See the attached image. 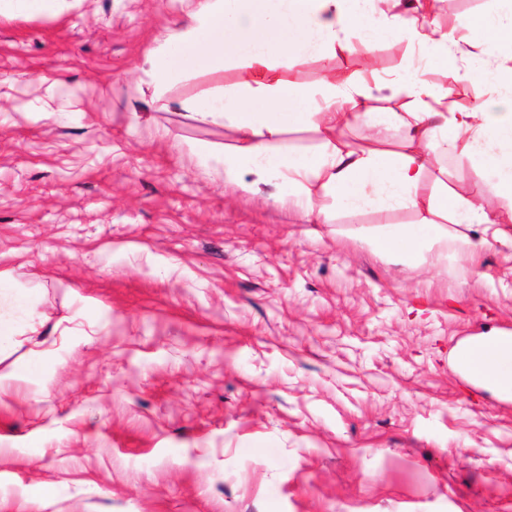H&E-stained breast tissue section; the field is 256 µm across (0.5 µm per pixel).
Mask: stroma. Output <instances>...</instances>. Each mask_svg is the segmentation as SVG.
I'll list each match as a JSON object with an SVG mask.
<instances>
[{"mask_svg":"<svg viewBox=\"0 0 512 512\" xmlns=\"http://www.w3.org/2000/svg\"><path fill=\"white\" fill-rule=\"evenodd\" d=\"M182 0H0V512H512V392L458 345L512 335V246L407 263L363 237L422 211L331 207L224 176L234 128L157 91ZM412 60L337 58L362 87ZM208 145L209 161L195 154ZM491 198L492 171L443 162ZM61 0H9L11 12L25 14L51 13L58 9Z\"/></svg>","mask_w":512,"mask_h":512,"instance_id":"stroma-1","label":"stroma"}]
</instances>
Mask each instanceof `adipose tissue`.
<instances>
[{
    "label": "adipose tissue",
    "mask_w": 512,
    "mask_h": 512,
    "mask_svg": "<svg viewBox=\"0 0 512 512\" xmlns=\"http://www.w3.org/2000/svg\"><path fill=\"white\" fill-rule=\"evenodd\" d=\"M435 9L436 0H196L183 22L163 35L151 77L162 87L186 69L237 66L235 82L197 103L202 116L236 131V144L224 150L227 178L257 173L288 184L309 223L327 215L321 188L333 190L337 206L348 211L378 204L423 207L428 216L422 222L379 231L369 245L412 263L440 259L447 249L475 258L504 237L494 227L491 203L430 177L443 158L463 154L477 169L493 171L496 196L512 200V69L492 62L512 48V8L462 16L449 26L434 20ZM385 40L405 44L418 65L358 91L353 73L337 71V54L365 55ZM466 44L482 46L484 54L461 71L455 62ZM296 58L320 63L314 83L288 77ZM428 65L444 69L449 84L432 87L424 78ZM463 80L496 85L500 95L449 112L454 86ZM400 88L411 98L402 112L386 105ZM355 124L367 132L358 147L338 135ZM294 127L320 134L316 152L282 145V135ZM394 130L401 133L396 142L390 139ZM470 224L494 232L465 233Z\"/></svg>",
    "instance_id": "adipose-tissue-1"
}]
</instances>
